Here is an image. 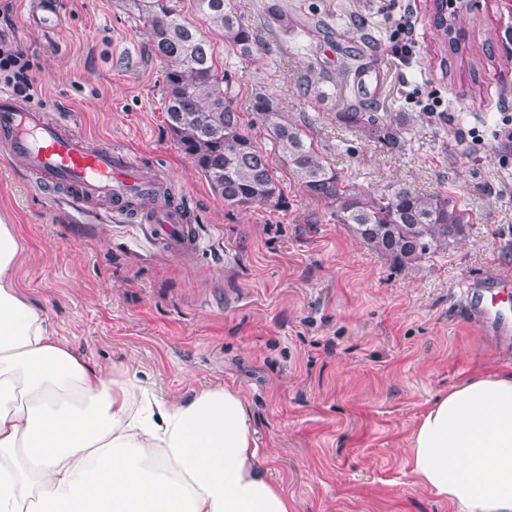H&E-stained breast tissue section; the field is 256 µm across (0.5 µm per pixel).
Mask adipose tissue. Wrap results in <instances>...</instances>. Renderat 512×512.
Returning a JSON list of instances; mask_svg holds the SVG:
<instances>
[{
  "label": "adipose tissue",
  "mask_w": 512,
  "mask_h": 512,
  "mask_svg": "<svg viewBox=\"0 0 512 512\" xmlns=\"http://www.w3.org/2000/svg\"><path fill=\"white\" fill-rule=\"evenodd\" d=\"M23 248L0 220V512H293L237 390L172 401L91 366L20 293ZM409 463L453 512H512V372L427 406Z\"/></svg>",
  "instance_id": "1"
}]
</instances>
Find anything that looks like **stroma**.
Returning a JSON list of instances; mask_svg holds the SVG:
<instances>
[{
    "label": "stroma",
    "mask_w": 512,
    "mask_h": 512,
    "mask_svg": "<svg viewBox=\"0 0 512 512\" xmlns=\"http://www.w3.org/2000/svg\"><path fill=\"white\" fill-rule=\"evenodd\" d=\"M60 31L28 27L27 0H9L0 40L24 51L31 104L92 144L127 150L167 184L201 244L190 256L152 241L144 225L110 222L112 206L75 211L7 150L0 135V218L24 242L16 283L55 337L101 367H118L176 400L228 385L250 415L261 462L295 512H450L417 483L410 436L428 404L493 366L512 346L469 314L459 286L512 274V0H465V54L437 33L429 0H279L295 28L269 30L267 0H231L265 46L247 61L218 31L214 61L232 84L243 128L276 169L288 206L230 208L166 124L165 64L129 0H61ZM415 58L391 53L400 16ZM325 30H315V20ZM362 51V77L344 73ZM325 99L303 97L304 79ZM304 117L321 156L346 182L383 191L410 183L454 198L465 237L402 268L330 208L307 196L249 109L258 88ZM378 113L424 112L402 150L336 122L356 100Z\"/></svg>",
    "instance_id": "obj_1"
}]
</instances>
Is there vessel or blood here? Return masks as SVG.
Returning <instances> with one entry per match:
<instances>
[{
	"mask_svg": "<svg viewBox=\"0 0 512 512\" xmlns=\"http://www.w3.org/2000/svg\"><path fill=\"white\" fill-rule=\"evenodd\" d=\"M33 2L37 6L33 26L44 33L56 30L62 23L58 0ZM0 132L9 139L11 155L20 158L29 172L48 187L68 190L70 207L82 209L94 201H108L114 216L146 224L156 241L181 251L197 246L193 226L183 223L178 213L167 208L142 209V202L157 193L161 181L127 152L91 145L85 137L48 121L44 110L4 90H0ZM511 289L512 276L494 273L480 285L464 283L461 290L470 313L507 344H512V319L499 304Z\"/></svg>",
	"mask_w": 512,
	"mask_h": 512,
	"instance_id": "1",
	"label": "vessel or blood"
}]
</instances>
